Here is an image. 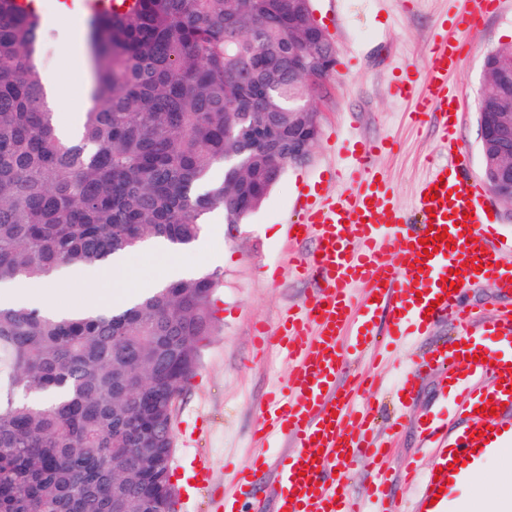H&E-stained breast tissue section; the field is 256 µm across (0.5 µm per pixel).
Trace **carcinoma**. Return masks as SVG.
I'll return each mask as SVG.
<instances>
[{
    "label": "carcinoma",
    "mask_w": 512,
    "mask_h": 512,
    "mask_svg": "<svg viewBox=\"0 0 512 512\" xmlns=\"http://www.w3.org/2000/svg\"><path fill=\"white\" fill-rule=\"evenodd\" d=\"M312 0H136L91 14L95 76L82 138L55 133L36 56L45 26L0 0V282L91 267L142 240L185 248L205 216L239 224L275 184L288 149V17ZM335 71L337 49L317 32ZM476 111L512 112L499 84L512 44L491 50ZM233 156L242 164L220 178ZM217 272L167 284L133 307L58 320L0 305V512H163L167 413L213 332Z\"/></svg>",
    "instance_id": "obj_1"
}]
</instances>
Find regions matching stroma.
<instances>
[{
  "label": "stroma",
  "instance_id": "stroma-1",
  "mask_svg": "<svg viewBox=\"0 0 512 512\" xmlns=\"http://www.w3.org/2000/svg\"><path fill=\"white\" fill-rule=\"evenodd\" d=\"M44 3L50 20L38 64L41 70L56 71L71 89L81 83L83 75L67 67L58 52L60 31L68 25L60 14L63 0ZM461 7L462 0H341V19L336 22L324 0H313L315 17L338 50V64L326 93L315 102L320 112V135L311 156L306 162L288 166L261 207L243 223L208 220L201 236L209 240L210 251L193 257L198 272L217 271L223 279L213 297L215 330L202 343L199 366L173 416L177 512H213L217 503L210 497L211 490H222L229 480L226 464L249 460L261 408L273 385L288 377L289 366L282 356L256 353L253 328L261 323L268 330H277L285 308L309 294L310 285L304 279L288 275L277 281L270 278L289 252L306 253L315 247L311 239L299 243L288 239L299 186L317 181L326 170L343 167L349 143L388 138L394 143L392 152L377 156L374 164L394 187L397 203L409 210L426 174L425 159H443L433 124L416 127L407 122L405 105L390 96L388 86L395 74L423 65L440 19ZM469 42L471 52L449 82L463 98L460 139L473 158L472 172L477 175L481 161L476 96L482 66L490 50L512 43V0H503L501 11L485 15ZM160 268V262L133 253L126 272L104 284H78L60 274L50 301L69 306L91 300L105 287L150 282L158 277ZM453 336L452 326L437 324L428 336L395 350L393 365L379 364L368 356L358 369L392 382L397 364ZM195 453L208 456L212 462V488L193 487L188 482L189 457ZM434 460V449L416 436L411 424L405 425L390 448L394 479L390 498L394 506L411 504L418 496L415 487L399 482L402 469L410 464L427 469Z\"/></svg>",
  "mask_w": 512,
  "mask_h": 512
}]
</instances>
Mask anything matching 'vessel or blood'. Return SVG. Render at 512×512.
Instances as JSON below:
<instances>
[{"label":"vessel or blood","instance_id":"obj_1","mask_svg":"<svg viewBox=\"0 0 512 512\" xmlns=\"http://www.w3.org/2000/svg\"><path fill=\"white\" fill-rule=\"evenodd\" d=\"M499 3L466 0L450 34L433 40L413 79L391 87L393 97L412 101L413 124L437 121L448 147V160L430 164L419 186L418 222H410L372 166L375 154L392 146L385 139L356 143L349 164L334 171V179L357 181L353 192L330 195L322 181L301 187L291 238H316L317 251L291 257L288 272L311 279L313 288L303 303L285 310L277 334L255 336L258 345L279 348L291 369L265 404L255 433L258 451L234 471L224 512H241L243 501L259 512L258 489L271 475L282 487L272 512H392L385 445L372 430L374 383L350 377L352 363L380 349L377 321L385 316L391 335L401 338L444 321L459 330L457 347L434 344L394 381L404 403L415 394L418 374L439 372L465 422L452 433L442 411L416 419L419 438L436 445L437 461L423 473L406 474L420 485L415 512H448L439 488L464 479L483 450L512 432V306L481 324L464 294L484 282L512 292V235L503 236L498 216L489 213L490 194L458 144L463 101L448 86L468 50L464 33ZM456 281L461 291L453 290ZM281 440L289 452L269 455ZM358 458L373 474L365 507L346 486L345 466Z\"/></svg>","mask_w":512,"mask_h":512}]
</instances>
